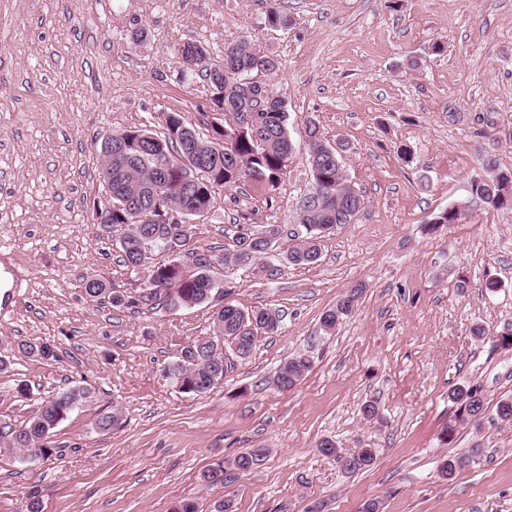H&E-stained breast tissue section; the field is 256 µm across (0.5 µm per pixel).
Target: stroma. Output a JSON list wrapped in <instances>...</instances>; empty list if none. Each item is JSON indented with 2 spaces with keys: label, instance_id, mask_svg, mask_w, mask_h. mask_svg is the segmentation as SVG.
<instances>
[{
  "label": "stroma",
  "instance_id": "stroma-1",
  "mask_svg": "<svg viewBox=\"0 0 512 512\" xmlns=\"http://www.w3.org/2000/svg\"><path fill=\"white\" fill-rule=\"evenodd\" d=\"M271 11L285 25L267 27ZM239 41L277 61L255 78L286 101L298 150L274 190L216 189L189 248L223 254L240 224L293 228L311 185L310 118L346 143L345 174L365 207L323 238L314 264L283 262L272 276L221 269L235 305L279 310L282 327L259 335L248 358L226 352L231 366L212 390L182 394L162 370L209 334L211 308L85 296L91 276L140 290L117 240L93 222L109 199L100 145L129 127L164 135L172 114L211 134V88L180 48L219 59ZM489 155L512 169V0H0V426L68 387L92 393L55 430L61 456L0 459V512H29L34 499L40 512H171L183 500L216 512L227 499L233 512H308L318 501L360 512L369 500L381 512H512V423L442 439L452 388L481 386L491 403L512 392V350L470 334L512 323V211L470 193ZM457 204L459 223L425 232ZM357 284L351 315L323 333V313ZM25 342L50 344L56 359L26 354ZM295 354L311 369L279 390L276 371ZM367 401L378 417H363ZM116 408L121 426L100 432L97 417ZM325 439L344 454L376 449V460L345 473L319 452ZM474 446L477 463L441 476L442 459ZM251 448L268 451L256 473L203 482Z\"/></svg>",
  "mask_w": 512,
  "mask_h": 512
}]
</instances>
